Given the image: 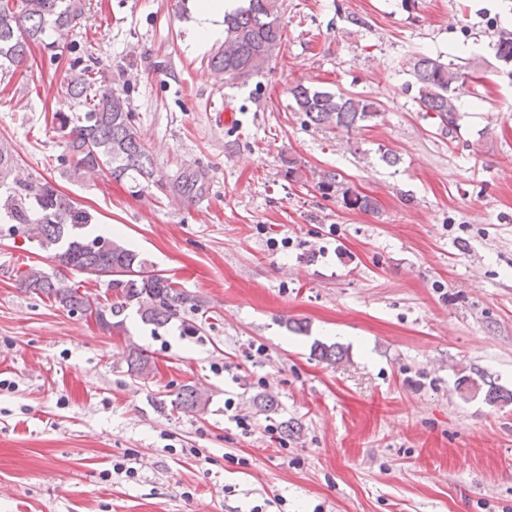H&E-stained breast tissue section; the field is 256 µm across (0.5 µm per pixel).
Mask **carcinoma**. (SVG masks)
I'll list each match as a JSON object with an SVG mask.
<instances>
[{
	"instance_id": "1",
	"label": "carcinoma",
	"mask_w": 512,
	"mask_h": 512,
	"mask_svg": "<svg viewBox=\"0 0 512 512\" xmlns=\"http://www.w3.org/2000/svg\"><path fill=\"white\" fill-rule=\"evenodd\" d=\"M279 0H248L224 16V42L209 61L212 70L226 79H237L236 72L249 78L265 69L283 42L279 16ZM84 15L82 0H0V73L15 75L32 57L34 47L41 45L51 52L56 42L44 36L53 31L65 37ZM495 57L512 63V29L497 32ZM416 101L422 111L433 113L444 133L458 128L457 90L469 73L429 56L413 59ZM65 96L75 100L82 111L72 117H58L63 132L65 153L63 164L82 176L106 173L114 181L130 179L160 184L150 155L134 126L128 99L112 88L105 75L89 67L68 77L61 86ZM291 95L306 122L328 129L350 130L371 122L381 114L377 103L359 94L326 91L298 84ZM317 186L324 195H336L348 210L373 211L377 201L327 172ZM93 216L79 203L44 179L22 174L18 156L0 150V224L11 233L30 234L48 254L59 271L81 272L92 265H112L125 269L126 275L107 283L114 301L103 305L78 289L64 284V279L30 267L18 274L22 290L40 295L68 312L91 318L103 330L124 327L122 316L135 308L141 321L159 329L180 317L188 303V295L176 282L158 272L151 273L146 260L119 240L90 233ZM108 241V248L98 252L92 248L98 240ZM313 352L329 364L342 355L336 345L317 343ZM130 375L141 378L150 374V359L144 352L133 350L127 358ZM457 387L473 395H483L489 406L512 402V392L494 381H478L464 375ZM175 408L194 409L201 405L192 386H185L171 401Z\"/></svg>"
}]
</instances>
